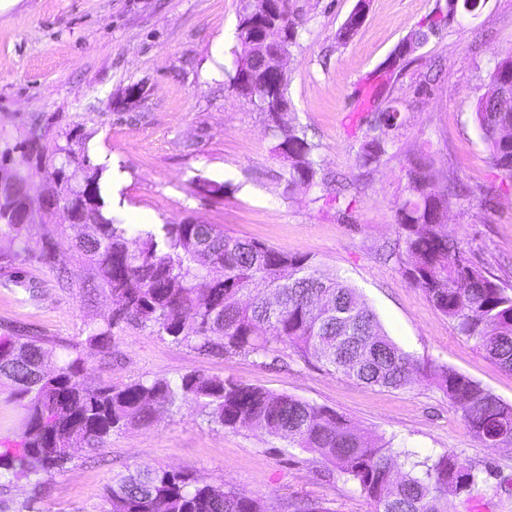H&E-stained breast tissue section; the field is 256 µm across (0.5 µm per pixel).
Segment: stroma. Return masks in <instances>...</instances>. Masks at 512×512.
Segmentation results:
<instances>
[{
  "label": "stroma",
  "mask_w": 512,
  "mask_h": 512,
  "mask_svg": "<svg viewBox=\"0 0 512 512\" xmlns=\"http://www.w3.org/2000/svg\"><path fill=\"white\" fill-rule=\"evenodd\" d=\"M358 0H292L302 25L288 61L290 110L307 128L315 157L342 180L354 205L339 210L320 189L283 193L282 161L256 103L230 86L240 0H0V171L27 179L33 198L56 193L22 144L40 127L39 150L73 152V166L99 170L102 213L114 223L218 224L226 234L313 257L340 274L376 312L383 330L424 366L404 390L369 387L296 363L261 365L235 354H207L133 326L112 331L101 355L88 324H106L112 297L87 299L96 270L82 262L79 228L62 211L27 233L0 224V335L25 328L49 341L47 371L81 354L86 383L122 386L188 373L231 378L335 411L362 431L421 455L456 454L483 469L448 512H512V447L489 448L438 388L448 367L512 404V372L487 359L404 275L395 224L408 195L406 168L421 153L457 182L449 231L475 262L512 286V179L494 169L474 122L495 63L512 53V0L446 19L410 55L397 51L415 30L444 14L446 0H367L346 43L336 32ZM396 110L388 153L358 166L367 115ZM222 186L219 194L210 185ZM53 246L57 269L34 255ZM38 290L6 284L9 268ZM72 271L69 287L58 268ZM141 466L259 495L272 512H300L320 501L331 512H375L358 485L317 454L263 430L208 423L196 404L157 414L152 425L113 432L103 450L82 448L40 497L19 482L6 495L13 512L36 500L39 512H105L114 475Z\"/></svg>",
  "instance_id": "stroma-1"
}]
</instances>
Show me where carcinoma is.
<instances>
[{"label":"carcinoma","instance_id":"obj_1","mask_svg":"<svg viewBox=\"0 0 512 512\" xmlns=\"http://www.w3.org/2000/svg\"><path fill=\"white\" fill-rule=\"evenodd\" d=\"M365 7L355 6L337 40L355 34ZM248 10L239 14L236 69L269 84L288 109L289 79L280 74L277 51L250 27L251 20L264 18L263 0H250ZM507 78L512 79L511 54L489 72L475 121L492 167L512 177V98L500 96ZM265 117L276 140L273 151L283 161V193L326 187L328 179L304 128L286 111ZM396 126L394 112L368 121L360 166L380 161L387 153L386 129ZM69 158L66 148L50 158L35 155L39 170L63 181L64 202L75 213L92 211L94 232L76 248L97 267L98 287L112 295L116 308L106 324L88 326V340L101 352H110L112 329L133 325L196 350L243 355L261 364L269 358L292 359L373 387L405 389L420 373L418 361L384 333L356 289L325 273L309 256L228 236L215 224H162L132 240L123 225L100 212L98 169L85 162L81 172L71 171ZM406 176L409 196L397 207L396 224L409 282L426 293L459 335L512 372V287L474 263L448 236V209L456 198L453 179L441 175L429 157L409 162ZM12 193L17 202L30 206L32 200L27 188L11 186L4 177L0 222L19 234L26 225L4 219ZM46 343L35 334L0 336V378L12 383L14 395L27 399L28 411L20 440L0 450V495L25 479L37 496L43 477L62 471L74 448L98 451L112 431L149 425L158 412L187 402L201 407L210 423L260 428L318 454L356 481L376 512H447L448 495L470 492L481 478L476 467L454 454L414 461L416 453L395 452L391 443L361 432L332 410L232 379L194 372L92 389L79 355H67L55 372L46 373ZM436 381L482 443L512 446V436L493 440L503 427L512 428V405L447 367ZM106 501L107 512H269L262 499L235 488L138 466L112 477Z\"/></svg>","mask_w":512,"mask_h":512}]
</instances>
